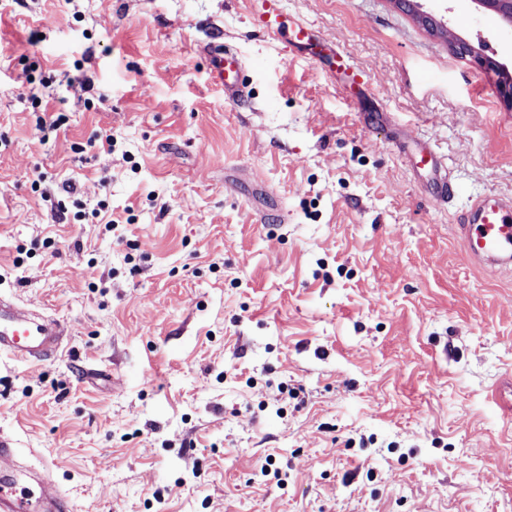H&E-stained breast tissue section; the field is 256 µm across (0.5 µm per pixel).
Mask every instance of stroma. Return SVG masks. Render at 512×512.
<instances>
[{"label":"stroma","instance_id":"obj_1","mask_svg":"<svg viewBox=\"0 0 512 512\" xmlns=\"http://www.w3.org/2000/svg\"><path fill=\"white\" fill-rule=\"evenodd\" d=\"M420 7L512 45L472 0ZM253 8L0 0V292L69 329L0 358V434L72 512H512V273L457 235L512 198L496 75L392 0H281L280 37ZM205 53L213 80L224 88V97L237 102L245 100L248 90L243 76L245 65L240 55L227 46L208 49Z\"/></svg>","mask_w":512,"mask_h":512}]
</instances>
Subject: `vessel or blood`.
Returning a JSON list of instances; mask_svg holds the SVG:
<instances>
[{
    "label": "vessel or blood",
    "instance_id": "obj_1",
    "mask_svg": "<svg viewBox=\"0 0 512 512\" xmlns=\"http://www.w3.org/2000/svg\"><path fill=\"white\" fill-rule=\"evenodd\" d=\"M255 23L266 32L280 28V0H261ZM206 59L213 80L223 87L224 96L242 101L248 96L243 76L244 62L233 49L224 47L207 51ZM465 259L474 265L512 267V203L489 204L474 201L469 218L459 227ZM67 334L57 318L25 309L0 295V354L43 362L58 357ZM43 478L27 476L18 481L13 470L0 475V512H71L64 495L39 493Z\"/></svg>",
    "mask_w": 512,
    "mask_h": 512
}]
</instances>
